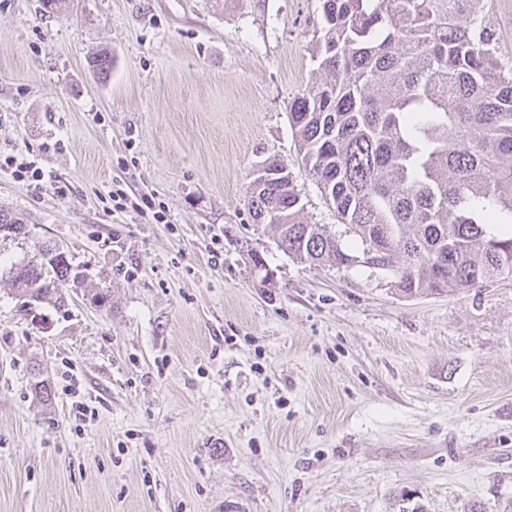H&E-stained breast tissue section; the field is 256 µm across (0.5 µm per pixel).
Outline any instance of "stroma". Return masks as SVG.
Here are the masks:
<instances>
[{"label":"stroma","mask_w":512,"mask_h":512,"mask_svg":"<svg viewBox=\"0 0 512 512\" xmlns=\"http://www.w3.org/2000/svg\"><path fill=\"white\" fill-rule=\"evenodd\" d=\"M320 23V0H0V208L32 234L0 265L39 239L79 274L31 314L0 277V512H512V278L409 297L365 262L288 120ZM273 160L355 263L254 223ZM129 186L167 223L110 211ZM5 165L13 169L12 174L16 178L28 182V185L38 193H42L47 188L57 194L70 191V185L65 181L46 180L45 172L42 168L35 166L34 162H24V160L18 162V159L12 156L5 159Z\"/></svg>","instance_id":"1"}]
</instances>
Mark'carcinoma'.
Returning <instances> with one entry per match:
<instances>
[{
  "label": "carcinoma",
  "instance_id": "1",
  "mask_svg": "<svg viewBox=\"0 0 512 512\" xmlns=\"http://www.w3.org/2000/svg\"><path fill=\"white\" fill-rule=\"evenodd\" d=\"M315 77L289 105L301 162L399 290L417 295L512 277V55L493 0H321ZM105 79L112 57L91 60ZM250 180L249 210L311 263L356 257L304 209L277 162ZM507 216L509 227L493 229ZM30 236L0 209V237ZM23 303L65 306L72 276L47 242L5 272Z\"/></svg>",
  "mask_w": 512,
  "mask_h": 512
}]
</instances>
